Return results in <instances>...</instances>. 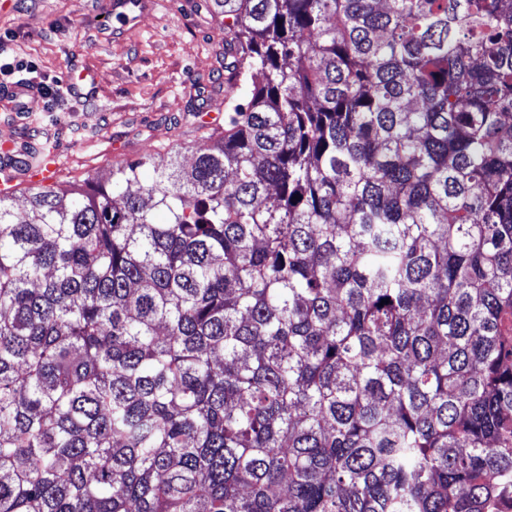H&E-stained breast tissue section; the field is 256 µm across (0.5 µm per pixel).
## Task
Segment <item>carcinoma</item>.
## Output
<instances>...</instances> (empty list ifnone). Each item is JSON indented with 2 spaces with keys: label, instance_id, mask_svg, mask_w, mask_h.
<instances>
[{
  "label": "carcinoma",
  "instance_id": "carcinoma-1",
  "mask_svg": "<svg viewBox=\"0 0 512 512\" xmlns=\"http://www.w3.org/2000/svg\"><path fill=\"white\" fill-rule=\"evenodd\" d=\"M211 9L190 164L0 195V512L512 500V0Z\"/></svg>",
  "mask_w": 512,
  "mask_h": 512
}]
</instances>
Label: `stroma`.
Returning a JSON list of instances; mask_svg holds the SVG:
<instances>
[{"label":"stroma","mask_w":512,"mask_h":512,"mask_svg":"<svg viewBox=\"0 0 512 512\" xmlns=\"http://www.w3.org/2000/svg\"><path fill=\"white\" fill-rule=\"evenodd\" d=\"M17 0L0 13V58L33 63L54 90L45 112L0 103V139H47L54 185L107 179L122 160L179 150L223 122L224 26L209 0Z\"/></svg>","instance_id":"stroma-1"}]
</instances>
